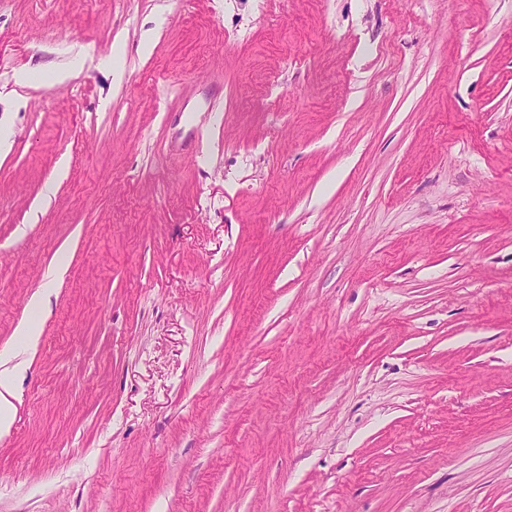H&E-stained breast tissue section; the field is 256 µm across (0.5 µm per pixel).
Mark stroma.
Returning a JSON list of instances; mask_svg holds the SVG:
<instances>
[{"label": "stroma", "instance_id": "obj_1", "mask_svg": "<svg viewBox=\"0 0 512 512\" xmlns=\"http://www.w3.org/2000/svg\"><path fill=\"white\" fill-rule=\"evenodd\" d=\"M2 134L0 512H512V0H0ZM19 369L16 365L11 372L0 370V432L3 433L8 430L13 412V402L11 398L14 397V374Z\"/></svg>", "mask_w": 512, "mask_h": 512}]
</instances>
